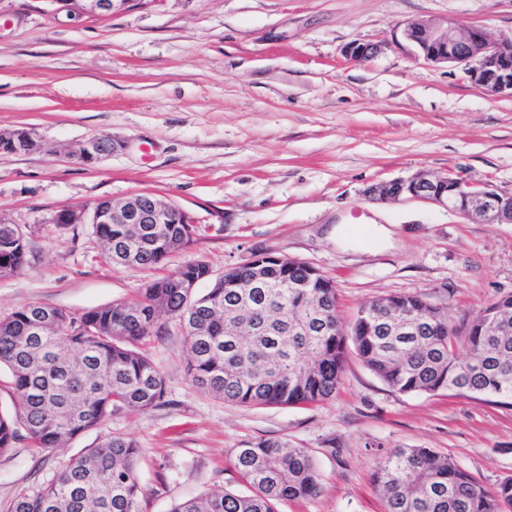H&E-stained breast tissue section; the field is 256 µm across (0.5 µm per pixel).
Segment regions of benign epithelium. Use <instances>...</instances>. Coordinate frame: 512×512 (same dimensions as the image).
<instances>
[{"label": "benign epithelium", "instance_id": "obj_1", "mask_svg": "<svg viewBox=\"0 0 512 512\" xmlns=\"http://www.w3.org/2000/svg\"><path fill=\"white\" fill-rule=\"evenodd\" d=\"M84 13L109 16L117 5L129 0H69ZM405 38L418 49V55L430 64H445L462 71L476 86L490 94L512 93V37L492 38L482 27L459 32L449 23L445 27L427 20L413 22L404 29ZM378 52L375 43H352L345 49L346 58L365 61ZM36 147L33 133L27 129L0 136V150L30 151ZM110 138H90L73 155V159L90 165L112 154ZM376 200H416L456 211L482 224H512V193L498 190L490 182H476L461 171L444 175L415 174L375 184L367 189ZM57 224H189L190 218L179 207L150 193L132 196L122 203L110 199L96 202L81 210L63 208L55 215Z\"/></svg>", "mask_w": 512, "mask_h": 512}]
</instances>
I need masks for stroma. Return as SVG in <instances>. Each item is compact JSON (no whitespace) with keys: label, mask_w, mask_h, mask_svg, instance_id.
Wrapping results in <instances>:
<instances>
[{"label":"stroma","mask_w":512,"mask_h":512,"mask_svg":"<svg viewBox=\"0 0 512 512\" xmlns=\"http://www.w3.org/2000/svg\"><path fill=\"white\" fill-rule=\"evenodd\" d=\"M427 19L512 36V0H129L100 17L65 0H0V220L30 235L29 263L0 278V316L25 304L82 312L127 302L190 262L214 274L268 253L306 262L360 307L420 294L460 322L512 294V224H481L420 201H375L374 184L464 172L512 193V97L432 66L400 30ZM353 42H377L367 61ZM92 137L111 156L72 161ZM152 193L185 211L190 245L158 270L112 265L92 225L52 218ZM146 350L165 404L114 412L65 447L0 455V512L85 448L124 436L142 448V512L237 488L234 454L284 439L306 448L322 492L280 512H382L373 475L395 448L451 456L481 484L512 476V405L451 392L403 394L349 353L334 397L241 406L194 386L175 321ZM37 146L33 133L27 129L14 131L8 136H0V150L6 148L13 152L29 151Z\"/></svg>","instance_id":"stroma-1"}]
</instances>
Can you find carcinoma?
Here are the masks:
<instances>
[{
  "instance_id": "carcinoma-1",
  "label": "carcinoma",
  "mask_w": 512,
  "mask_h": 512,
  "mask_svg": "<svg viewBox=\"0 0 512 512\" xmlns=\"http://www.w3.org/2000/svg\"><path fill=\"white\" fill-rule=\"evenodd\" d=\"M117 265L152 268L188 246L192 224H95ZM24 230L0 225V276L28 264ZM191 263L149 283L132 302L82 313L28 304L0 317V367L11 374L14 411L0 413V454L23 440L59 448L120 409L164 403L166 382L143 350L178 320L191 381L243 406H291L336 394L347 342L363 364L403 393L512 399V294L458 326L418 294L390 295L393 310L362 307L351 336L337 333L336 290L301 262L233 268L200 295L186 281L208 279ZM135 441L110 436L73 458L7 512H141ZM234 468L250 486L205 492L170 512H279L289 501L319 496L308 451L260 439L237 449ZM383 512H512V477L492 488L429 448H396L375 472Z\"/></svg>"
}]
</instances>
